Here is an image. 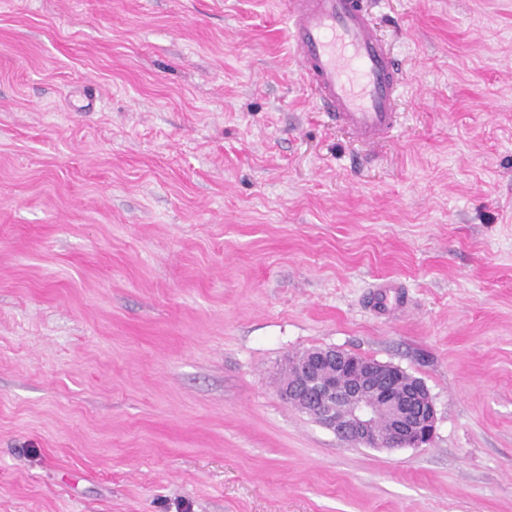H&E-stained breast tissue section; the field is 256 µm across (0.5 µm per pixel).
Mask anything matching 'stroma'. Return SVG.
I'll return each mask as SVG.
<instances>
[{"mask_svg":"<svg viewBox=\"0 0 512 512\" xmlns=\"http://www.w3.org/2000/svg\"><path fill=\"white\" fill-rule=\"evenodd\" d=\"M366 2L374 147L283 0H0V512H512V0ZM324 346L422 379L431 445L284 402Z\"/></svg>","mask_w":512,"mask_h":512,"instance_id":"1","label":"stroma"}]
</instances>
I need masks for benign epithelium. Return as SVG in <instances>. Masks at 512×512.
<instances>
[{
  "label": "benign epithelium",
  "instance_id": "benign-epithelium-1",
  "mask_svg": "<svg viewBox=\"0 0 512 512\" xmlns=\"http://www.w3.org/2000/svg\"><path fill=\"white\" fill-rule=\"evenodd\" d=\"M279 393L357 447L422 448L436 430V408L424 381L334 346L292 356Z\"/></svg>",
  "mask_w": 512,
  "mask_h": 512
}]
</instances>
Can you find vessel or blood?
<instances>
[{"label":"vessel or blood","instance_id":"vessel-or-blood-1","mask_svg":"<svg viewBox=\"0 0 512 512\" xmlns=\"http://www.w3.org/2000/svg\"><path fill=\"white\" fill-rule=\"evenodd\" d=\"M291 50L319 108L359 140L395 124L401 68L382 46L363 0H285Z\"/></svg>","mask_w":512,"mask_h":512}]
</instances>
